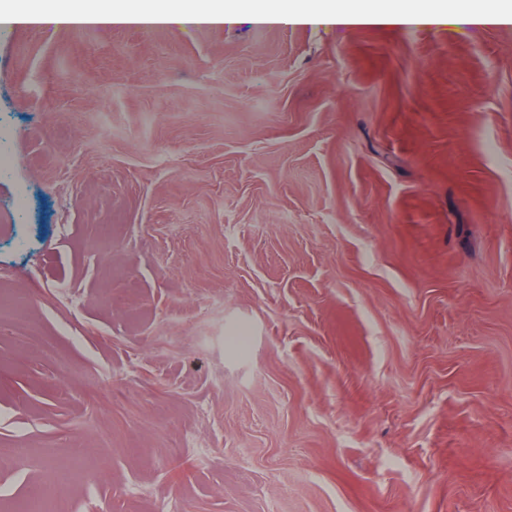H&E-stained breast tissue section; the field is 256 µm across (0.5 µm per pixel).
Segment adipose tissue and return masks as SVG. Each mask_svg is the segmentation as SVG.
Masks as SVG:
<instances>
[{"mask_svg":"<svg viewBox=\"0 0 512 512\" xmlns=\"http://www.w3.org/2000/svg\"><path fill=\"white\" fill-rule=\"evenodd\" d=\"M156 8L153 0H122L109 13L93 6L75 8L65 0H35L25 8L0 11V23L26 21L68 25H214L230 22L236 10L250 11L257 23L269 25L351 27L386 22L403 27L486 26L511 24L512 13L490 12L469 6L448 10L436 0H387L386 6H372L370 0H234L232 6L196 7L185 0H164Z\"/></svg>","mask_w":512,"mask_h":512,"instance_id":"ef3b65f1","label":"adipose tissue"}]
</instances>
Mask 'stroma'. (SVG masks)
<instances>
[{
  "label": "stroma",
  "instance_id": "stroma-1",
  "mask_svg": "<svg viewBox=\"0 0 512 512\" xmlns=\"http://www.w3.org/2000/svg\"><path fill=\"white\" fill-rule=\"evenodd\" d=\"M0 128V512H512V25H20ZM55 494L51 483H41L38 490L25 498L22 512H52L50 502Z\"/></svg>",
  "mask_w": 512,
  "mask_h": 512
}]
</instances>
